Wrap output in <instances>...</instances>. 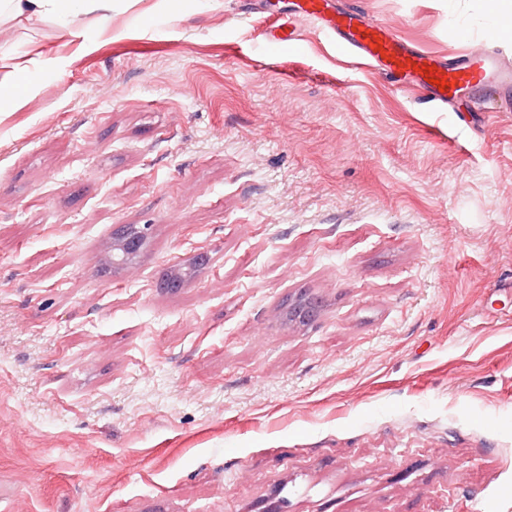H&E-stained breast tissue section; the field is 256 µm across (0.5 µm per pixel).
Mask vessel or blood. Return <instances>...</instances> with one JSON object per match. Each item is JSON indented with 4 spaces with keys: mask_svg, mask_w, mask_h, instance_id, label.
<instances>
[{
    "mask_svg": "<svg viewBox=\"0 0 512 512\" xmlns=\"http://www.w3.org/2000/svg\"><path fill=\"white\" fill-rule=\"evenodd\" d=\"M307 23L353 63L368 65L394 77L397 85H414L423 104L435 112H455L462 93L490 86L512 87V65L497 50L459 51L452 57L432 54L397 35L382 23L335 6L333 0H290L284 21L269 32V49L298 48L297 22ZM446 88H438V80Z\"/></svg>",
    "mask_w": 512,
    "mask_h": 512,
    "instance_id": "1",
    "label": "vessel or blood"
}]
</instances>
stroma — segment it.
Instances as JSON below:
<instances>
[{
	"label": "stroma",
	"instance_id": "obj_1",
	"mask_svg": "<svg viewBox=\"0 0 512 512\" xmlns=\"http://www.w3.org/2000/svg\"><path fill=\"white\" fill-rule=\"evenodd\" d=\"M342 5L512 57L484 0ZM276 24L0 20V83L33 78L0 102V512H512V89L431 112ZM146 231L136 227H127L112 240V250L107 256V263L115 268H130L139 257Z\"/></svg>",
	"mask_w": 512,
	"mask_h": 512
}]
</instances>
